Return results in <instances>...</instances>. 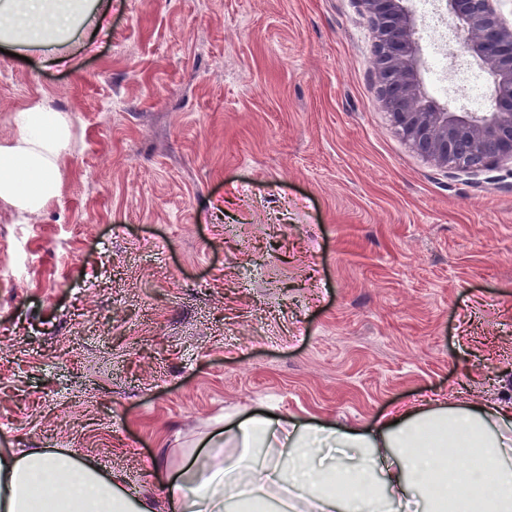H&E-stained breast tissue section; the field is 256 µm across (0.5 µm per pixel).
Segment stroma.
Returning <instances> with one entry per match:
<instances>
[{
    "mask_svg": "<svg viewBox=\"0 0 512 512\" xmlns=\"http://www.w3.org/2000/svg\"><path fill=\"white\" fill-rule=\"evenodd\" d=\"M108 3L64 63L0 53V141L34 97L76 136L39 216L0 203L1 445L173 512L239 410L512 402V169L409 148L361 0Z\"/></svg>",
    "mask_w": 512,
    "mask_h": 512,
    "instance_id": "35a3bbf8",
    "label": "stroma"
}]
</instances>
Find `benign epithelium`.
Here are the masks:
<instances>
[{"label": "benign epithelium", "mask_w": 512, "mask_h": 512, "mask_svg": "<svg viewBox=\"0 0 512 512\" xmlns=\"http://www.w3.org/2000/svg\"><path fill=\"white\" fill-rule=\"evenodd\" d=\"M362 2L375 33L380 101L412 151L438 168L470 174L512 165V21L497 0H443L460 54L490 74L491 112H452L427 97L409 0Z\"/></svg>", "instance_id": "1"}]
</instances>
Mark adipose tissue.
Here are the masks:
<instances>
[{
	"label": "adipose tissue",
	"instance_id": "obj_1",
	"mask_svg": "<svg viewBox=\"0 0 512 512\" xmlns=\"http://www.w3.org/2000/svg\"><path fill=\"white\" fill-rule=\"evenodd\" d=\"M85 0H0V48L40 50L57 63L60 48L89 22ZM16 136L0 143V201L22 218L39 215L57 197L58 161L72 144L69 116L35 101L14 117ZM441 439H432L434 430ZM475 456L435 497L429 479L441 451ZM228 448L241 449L236 460ZM491 480L492 496L474 498L476 512H512V403L396 407L363 428L331 421L302 422L256 412L224 422V443L190 460L165 491L177 512H249L269 499L285 512H449ZM73 452L16 454L0 448V512H34L42 489L54 512H151Z\"/></svg>",
	"mask_w": 512,
	"mask_h": 512
}]
</instances>
